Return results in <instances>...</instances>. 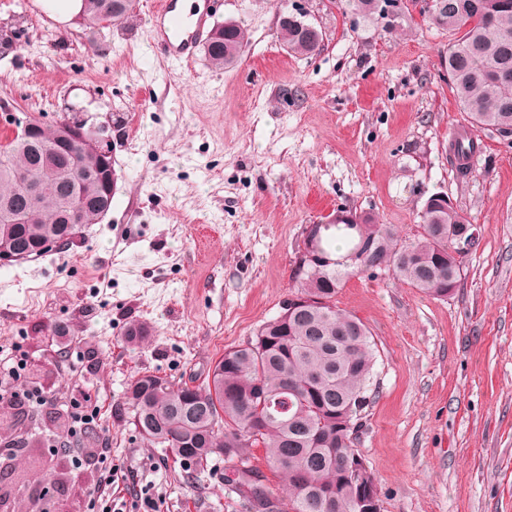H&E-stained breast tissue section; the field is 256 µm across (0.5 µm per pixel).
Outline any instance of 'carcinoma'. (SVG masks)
Wrapping results in <instances>:
<instances>
[{
  "label": "carcinoma",
  "mask_w": 512,
  "mask_h": 512,
  "mask_svg": "<svg viewBox=\"0 0 512 512\" xmlns=\"http://www.w3.org/2000/svg\"><path fill=\"white\" fill-rule=\"evenodd\" d=\"M81 17L95 32L121 24L134 0H83ZM367 18L381 14L379 0H345ZM430 15L433 25L456 34L444 66L468 123L490 134L512 127V0H446ZM277 40L291 53L308 56L323 41L318 29L290 15L280 23ZM248 42L246 32L229 21L207 40L203 51L216 69L234 65ZM30 140L5 137L0 152V206L9 204L16 220L0 223V247L34 256L42 241L61 240L78 224H95L101 209L112 206L103 191L97 158L87 156L71 173V155L60 145L58 125L35 123ZM479 144L458 137L454 163L467 171ZM41 193L32 210L22 187ZM419 237L399 243L391 227L328 224L319 248L333 265H308L293 273L302 305L261 324L253 336L224 351L202 385H175L144 373L127 384L128 422L148 445L190 469L214 455L233 463L235 483L248 512H261L271 491L251 464V449L262 448L270 469L287 490L279 500L288 512H358V453L353 428L368 406L376 364L375 343L357 316L336 306V295L350 275L391 269L409 287L444 299L460 286L465 255L456 236L466 218L451 205L429 198ZM346 253L370 243L364 266L338 263L336 239Z\"/></svg>",
  "instance_id": "cac0c4a2"
}]
</instances>
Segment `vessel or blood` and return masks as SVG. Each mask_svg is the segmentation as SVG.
Segmentation results:
<instances>
[{
  "instance_id": "1",
  "label": "vessel or blood",
  "mask_w": 512,
  "mask_h": 512,
  "mask_svg": "<svg viewBox=\"0 0 512 512\" xmlns=\"http://www.w3.org/2000/svg\"><path fill=\"white\" fill-rule=\"evenodd\" d=\"M149 15L154 21L153 39L166 47L170 58L180 67H190L204 39L206 15L196 11L183 13L177 10L174 0H156Z\"/></svg>"
}]
</instances>
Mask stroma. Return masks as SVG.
<instances>
[{
  "mask_svg": "<svg viewBox=\"0 0 512 512\" xmlns=\"http://www.w3.org/2000/svg\"><path fill=\"white\" fill-rule=\"evenodd\" d=\"M147 2L133 25L92 35L40 0H0L14 42L0 57V139L15 118L59 122L69 103L106 126L118 175L110 211L72 245L0 267V362L22 366L0 384L99 407L96 445L125 476L116 512L138 493L159 512H244L223 457L188 474L134 433L128 381L203 380L276 317L307 225L345 208L408 241L443 193L479 234L453 295L428 297L385 269L336 296L377 348L357 449L382 512H512V147L472 127L471 172L451 163L465 122L442 64L452 34L412 0L384 19L343 0H201L210 25L236 22L249 43L234 67L200 53L186 71L150 42ZM286 15L322 32L320 51L288 53L276 39ZM132 322L150 329L135 346ZM53 323L70 334L49 335ZM86 445L63 428L40 442L67 475L66 512H85L101 472Z\"/></svg>",
  "mask_w": 512,
  "mask_h": 512,
  "instance_id": "1",
  "label": "stroma"
}]
</instances>
